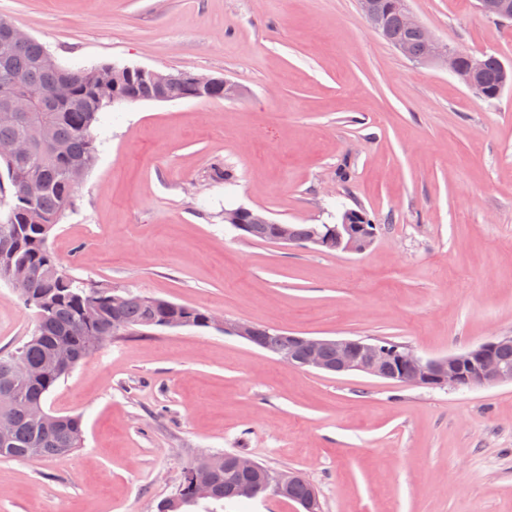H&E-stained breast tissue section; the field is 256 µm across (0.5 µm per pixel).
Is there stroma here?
Returning a JSON list of instances; mask_svg holds the SVG:
<instances>
[{
	"instance_id": "1",
	"label": "stroma",
	"mask_w": 512,
	"mask_h": 512,
	"mask_svg": "<svg viewBox=\"0 0 512 512\" xmlns=\"http://www.w3.org/2000/svg\"><path fill=\"white\" fill-rule=\"evenodd\" d=\"M455 50L512 65V23L476 0H409ZM67 68L224 77L235 100L106 109L99 159L48 244L88 284L287 333L445 356L512 335V88L485 100L416 63L358 0H0ZM232 175L213 179L214 166ZM364 210L363 253L248 239ZM36 322L0 280V355ZM81 448L0 460V512H157L202 455L295 471L322 512H512V384L428 389L299 369L212 328L121 334L48 394ZM189 512H302L276 496Z\"/></svg>"
}]
</instances>
